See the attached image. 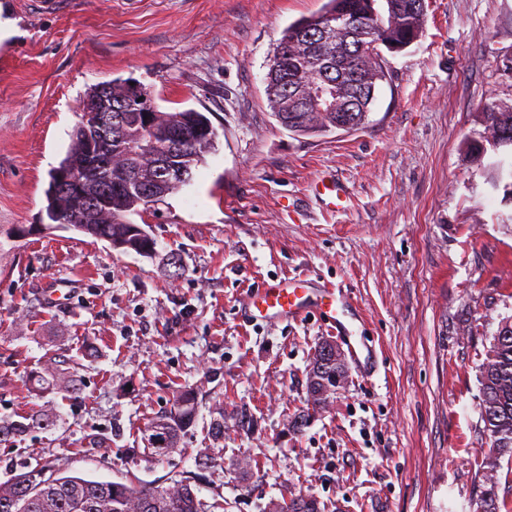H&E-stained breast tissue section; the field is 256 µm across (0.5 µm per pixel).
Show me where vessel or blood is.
<instances>
[{
	"mask_svg": "<svg viewBox=\"0 0 512 512\" xmlns=\"http://www.w3.org/2000/svg\"><path fill=\"white\" fill-rule=\"evenodd\" d=\"M313 192L327 211L341 208L348 197L346 188L336 182H314ZM351 300L339 288H319L308 278H276L243 293L239 313L250 322L300 320L319 316L331 332L347 345L350 358L360 372L370 374L377 369V354L372 346L357 341L350 320Z\"/></svg>",
	"mask_w": 512,
	"mask_h": 512,
	"instance_id": "b4317fda",
	"label": "vessel or blood"
}]
</instances>
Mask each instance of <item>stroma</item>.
<instances>
[{"label": "stroma", "mask_w": 512, "mask_h": 512, "mask_svg": "<svg viewBox=\"0 0 512 512\" xmlns=\"http://www.w3.org/2000/svg\"><path fill=\"white\" fill-rule=\"evenodd\" d=\"M324 3L0 0L20 29L0 41V417H51L0 440V482L52 461L95 480L192 476L204 512H265L294 492L325 512H479L481 367L512 318V197L493 175L512 150L477 161L468 145L512 101V0H425L419 40L385 54L368 124L297 137L273 118L265 76L283 30ZM115 79L216 131L191 180L134 216L152 257L43 228L78 103ZM320 177L346 184L344 209L322 208ZM299 275L348 293L379 370H348L295 432L314 350L334 335L316 316L248 323L237 304ZM49 365L79 393L35 388ZM185 389L198 419L153 459L149 427ZM206 456L216 467H199Z\"/></svg>", "instance_id": "35a3bbf8"}]
</instances>
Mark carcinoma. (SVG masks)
I'll return each mask as SVG.
<instances>
[{
	"label": "carcinoma",
	"instance_id": "1",
	"mask_svg": "<svg viewBox=\"0 0 512 512\" xmlns=\"http://www.w3.org/2000/svg\"><path fill=\"white\" fill-rule=\"evenodd\" d=\"M425 0H326L322 10L288 25L278 40L282 50L276 67L266 74V95L272 116L281 127L297 136H319L336 130V114L349 112L357 119L356 128L367 123L378 85L387 80L384 62L372 60L369 44L380 42L396 49L411 42L423 31L426 22ZM328 61L339 67L333 79L334 92L322 105L313 104L309 83L320 78L319 63ZM112 93V105L120 106L132 99L133 90L127 80L102 83ZM293 114L283 123L280 113ZM154 136L160 142L169 130L187 119L193 128L207 130L205 140L186 143L177 164L183 168V182H188L197 167L212 149L215 130L201 112L192 109L157 111ZM493 140L502 146L512 144V103L501 104L487 113L483 140L471 144V151L481 153L484 143ZM124 141L112 139L105 153L116 161L110 165L96 164L84 175L86 183L98 185L107 178L112 182V196L99 205V218L92 220L79 207L58 196L55 181L46 191V214L60 229L73 230L96 240H104L114 249L132 250L148 256L154 240L147 231H132L123 223L130 215L142 212L143 200L136 176H145L153 163L147 156L121 158ZM84 147L80 127L71 134V145L59 163L69 164ZM346 366L333 365L321 373V395L318 402L328 401L336 393V377H345ZM47 380L38 375L34 381L59 392L75 394L74 380L61 373H50ZM482 398L480 417L483 433L491 448L481 463L483 483L479 497L483 512H498L496 507L497 472L502 460L512 463V319L503 321L494 334L481 371ZM174 411L158 416L151 424L149 444L162 456L177 448L180 434L196 420L199 402L194 390L178 395ZM49 423L48 414L21 416L15 420L0 419V438L20 435L30 428ZM29 472L19 469L0 483V512H202L190 478L173 480L168 485L146 484L139 487L120 482L87 479L68 474L62 468L49 470V476L38 488L28 479ZM323 512L316 498L294 495L287 502H278V512Z\"/></svg>",
	"mask_w": 512,
	"mask_h": 512
}]
</instances>
